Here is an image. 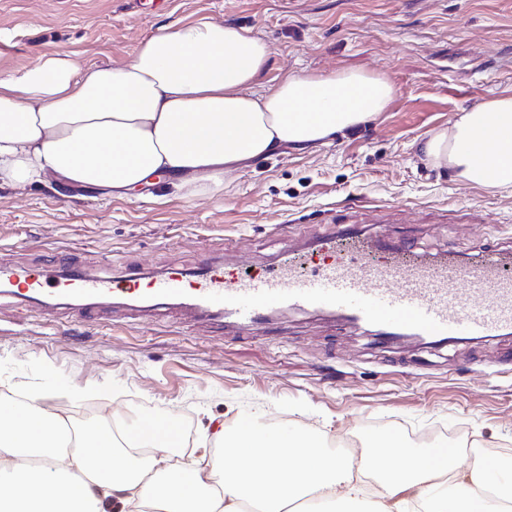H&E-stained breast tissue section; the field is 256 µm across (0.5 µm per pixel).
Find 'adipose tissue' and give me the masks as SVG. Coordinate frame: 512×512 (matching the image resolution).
Listing matches in <instances>:
<instances>
[{"label":"adipose tissue","mask_w":512,"mask_h":512,"mask_svg":"<svg viewBox=\"0 0 512 512\" xmlns=\"http://www.w3.org/2000/svg\"><path fill=\"white\" fill-rule=\"evenodd\" d=\"M270 55L251 29L200 21L164 28L121 67L77 62L70 53L0 74V185L47 173L129 191L152 174L170 185L223 186L241 163L281 147L321 143L383 112L394 94L383 77L355 71L288 76L256 90ZM421 149L461 181L512 188V96L462 112ZM0 401V512H292L316 500L354 504L365 478L382 489L376 512L419 502L425 512H501L512 491L487 495L498 465L476 456L449 462L365 439L359 455L328 451L312 436L282 438L234 428L221 462L176 459L157 434L132 435L109 418L76 426L42 405ZM394 507H387V500Z\"/></svg>","instance_id":"1"}]
</instances>
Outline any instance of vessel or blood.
<instances>
[{"mask_svg": "<svg viewBox=\"0 0 512 512\" xmlns=\"http://www.w3.org/2000/svg\"><path fill=\"white\" fill-rule=\"evenodd\" d=\"M348 232L320 239L310 253L284 251L277 266L249 268L203 258L195 273L168 271L90 274L76 267H16L0 262V304L22 309L60 307L86 321L119 306L138 312L176 309L200 320L244 329L263 328L278 313L320 311L379 326L390 334L446 344L512 333V274L506 254L477 245L472 260L456 266L421 255L384 251L366 259L347 246ZM473 300L462 305L460 284ZM132 432L151 431L179 447L178 421L155 413Z\"/></svg>", "mask_w": 512, "mask_h": 512, "instance_id": "1", "label": "vessel or blood"}]
</instances>
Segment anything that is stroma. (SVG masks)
Listing matches in <instances>:
<instances>
[{"instance_id": "stroma-1", "label": "stroma", "mask_w": 512, "mask_h": 512, "mask_svg": "<svg viewBox=\"0 0 512 512\" xmlns=\"http://www.w3.org/2000/svg\"><path fill=\"white\" fill-rule=\"evenodd\" d=\"M248 27L270 47L259 87L291 74L358 71L394 85L384 112L311 148L252 159L220 192L162 184L114 195L50 176L0 186V255L21 263L194 270L201 254L256 266L341 228L378 232L441 257L476 240L512 247V189L455 178L418 152L458 112L512 96V0H0V73L68 52L121 66L165 27ZM385 223L374 229L376 214ZM105 383L134 422L180 409L195 447L252 416L325 442L363 441L364 421L442 422L482 447L512 449V334L451 344L380 345L337 315L284 312L259 331L218 330L176 311L84 322L0 307V395Z\"/></svg>"}]
</instances>
